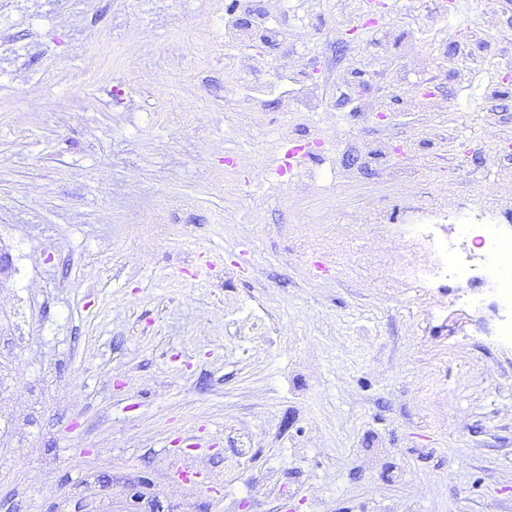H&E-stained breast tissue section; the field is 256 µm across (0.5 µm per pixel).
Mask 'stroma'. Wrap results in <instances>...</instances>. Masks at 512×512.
Wrapping results in <instances>:
<instances>
[{"label":"stroma","mask_w":512,"mask_h":512,"mask_svg":"<svg viewBox=\"0 0 512 512\" xmlns=\"http://www.w3.org/2000/svg\"><path fill=\"white\" fill-rule=\"evenodd\" d=\"M361 2L0 0V512H512L496 296L396 278L512 230V0ZM288 20L281 19H263L255 34L247 35L246 37L238 35L234 32L228 31L226 45L228 47L241 46L242 42L252 41L255 35L261 36L264 40L285 38L287 35Z\"/></svg>","instance_id":"stroma-1"}]
</instances>
